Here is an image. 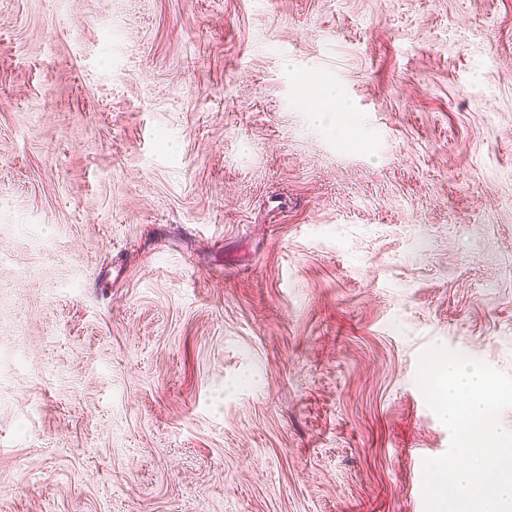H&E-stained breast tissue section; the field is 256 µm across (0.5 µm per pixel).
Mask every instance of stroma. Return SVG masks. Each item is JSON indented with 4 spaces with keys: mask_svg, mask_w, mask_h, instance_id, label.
<instances>
[{
    "mask_svg": "<svg viewBox=\"0 0 512 512\" xmlns=\"http://www.w3.org/2000/svg\"><path fill=\"white\" fill-rule=\"evenodd\" d=\"M435 344L512 375V0H0V512H425Z\"/></svg>",
    "mask_w": 512,
    "mask_h": 512,
    "instance_id": "35a3bbf8",
    "label": "stroma"
}]
</instances>
